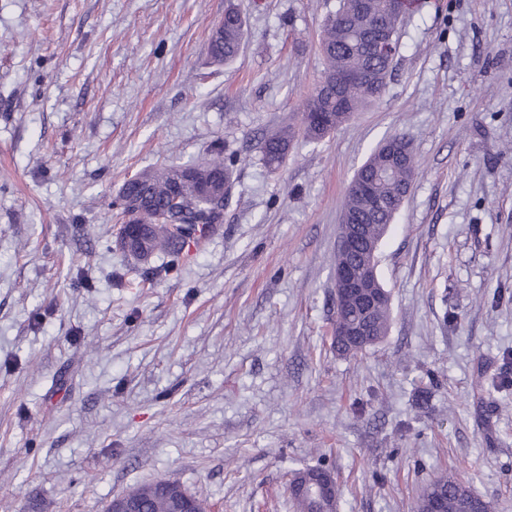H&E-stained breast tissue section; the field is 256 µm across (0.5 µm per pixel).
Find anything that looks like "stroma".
<instances>
[{
	"instance_id": "35a3bbf8",
	"label": "stroma",
	"mask_w": 512,
	"mask_h": 512,
	"mask_svg": "<svg viewBox=\"0 0 512 512\" xmlns=\"http://www.w3.org/2000/svg\"><path fill=\"white\" fill-rule=\"evenodd\" d=\"M336 4L0 0V505L103 512L170 479L212 512H294L293 472L324 466L339 512H413L451 472L512 512V0H419L383 95L271 169ZM395 135L416 176L380 247L391 330L345 356L342 205ZM219 147L223 223L179 265L125 256L124 181ZM245 22L240 12L230 6L224 19L210 30L208 54L213 64L222 65L233 61L240 50ZM291 141L286 130H279L266 136L262 143L263 160L268 166H279L285 160Z\"/></svg>"
}]
</instances>
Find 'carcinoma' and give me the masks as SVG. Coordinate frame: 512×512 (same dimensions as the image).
<instances>
[{"mask_svg": "<svg viewBox=\"0 0 512 512\" xmlns=\"http://www.w3.org/2000/svg\"><path fill=\"white\" fill-rule=\"evenodd\" d=\"M245 22L240 12L230 6L224 19L210 30L208 54L212 63L233 61L240 50ZM396 34V25L386 20L385 0H338L336 11L322 27L320 46L325 59L324 76L312 93L302 102L300 112L304 135L321 140L329 132L350 120L379 99L393 60L375 55L374 43L380 35ZM352 71L360 79L351 87L337 91L329 79L338 71ZM291 135L279 130L266 136L262 143L264 162L269 166L282 164L288 153ZM388 142L377 146L355 174V179H375L380 194L387 200L398 192L409 193L415 174V162L403 165L391 178L382 173L388 160ZM234 158L218 150L207 162L145 169L121 187L123 195L113 206L125 224H147L151 238L149 254L164 253L177 264L183 256L186 241L177 231L179 224H219L222 222L224 197L233 186ZM342 212L353 224L368 227L366 238L351 256L358 267H369L372 248L379 247L390 224L395 221L394 209L374 212L364 197L348 190ZM391 307L379 306L368 314L371 332L384 338L390 328ZM442 494V512H492L490 502L476 496L469 485L454 474L443 483L429 484L419 495L415 512H429L432 496ZM141 512H180L179 504L188 500L189 492L178 482L158 480L136 488ZM296 512H322L316 499L292 494Z\"/></svg>", "mask_w": 512, "mask_h": 512, "instance_id": "obj_1", "label": "carcinoma"}]
</instances>
